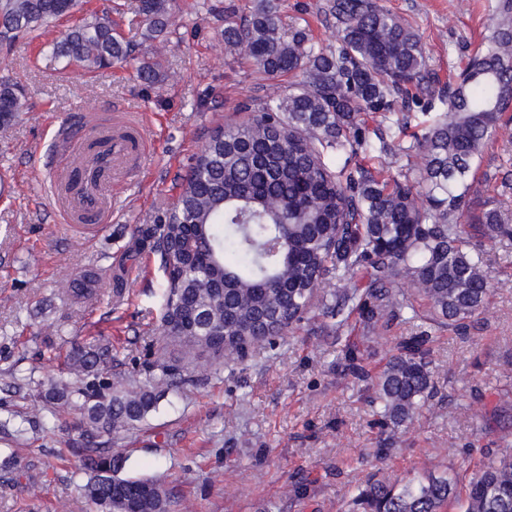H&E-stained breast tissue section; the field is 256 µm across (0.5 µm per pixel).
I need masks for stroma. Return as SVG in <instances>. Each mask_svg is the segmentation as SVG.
I'll list each match as a JSON object with an SVG mask.
<instances>
[{"instance_id": "35a3bbf8", "label": "stroma", "mask_w": 512, "mask_h": 512, "mask_svg": "<svg viewBox=\"0 0 512 512\" xmlns=\"http://www.w3.org/2000/svg\"><path fill=\"white\" fill-rule=\"evenodd\" d=\"M420 35L441 76L455 73L481 40L494 0H379ZM139 0H82L60 18L0 47V83L15 85L24 106L0 128V512H88L77 451L80 416L70 408L45 423L39 398L8 390L16 374L51 385L68 378L71 339L108 343L114 386L149 381L159 359L195 379L164 390L142 423L113 432L126 473L163 485L171 512H345L349 493L375 473L404 478L420 469L475 472L512 435V240L484 241V270L496 289L481 322L462 339L434 344L435 396L377 455L373 413L336 365L335 336L310 323L245 360L213 358L164 342L160 258L153 233L176 198L175 185L217 123L247 119L242 106L292 79L265 78L224 45L229 7L249 0H173L169 32L149 40L137 25ZM112 19L132 41V58L91 73L52 59L50 45L86 10ZM160 60L166 78H138V59ZM139 113L148 141L142 163L112 195V221L90 233L59 223L40 173L62 120L88 114L114 124ZM512 138L486 150L473 185L477 202L512 212ZM96 289L95 301L72 296ZM29 426L17 434L19 416Z\"/></svg>"}]
</instances>
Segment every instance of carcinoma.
<instances>
[{
	"label": "carcinoma",
	"mask_w": 512,
	"mask_h": 512,
	"mask_svg": "<svg viewBox=\"0 0 512 512\" xmlns=\"http://www.w3.org/2000/svg\"><path fill=\"white\" fill-rule=\"evenodd\" d=\"M77 0H0V42L69 14ZM336 48L308 27L283 32L279 0H253L224 27L231 52L269 78H296L288 93L249 103L250 119L212 128L177 184L159 226L164 275L159 335L201 351L241 356L302 322L342 344L351 315L373 342L393 341L377 376L359 349L343 344L339 365L364 387L382 448L433 397L432 343L448 329L466 337L493 291L477 237H512L502 210L468 211L485 149L512 110V0H495L481 45L444 81L428 67L419 34L378 0H326ZM145 37L166 36L171 0H142ZM52 55L86 72L128 56L107 18L92 16L53 43ZM146 83L161 78L149 57ZM22 108L0 84V126ZM394 159L389 174L375 161ZM322 283L329 289L317 294ZM417 332L393 336L398 323ZM73 384L39 392L51 415L82 417L85 494L93 512H168L167 492L149 477H122L126 458L100 438L133 426L156 408L147 387L112 388L107 345L72 341ZM151 381H190L159 366ZM350 512H512V446L488 457L466 484L424 470L375 478L353 489Z\"/></svg>",
	"instance_id": "carcinoma-1"
}]
</instances>
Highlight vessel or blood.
<instances>
[{"label":"vessel or blood","instance_id":"1","mask_svg":"<svg viewBox=\"0 0 512 512\" xmlns=\"http://www.w3.org/2000/svg\"><path fill=\"white\" fill-rule=\"evenodd\" d=\"M145 141L135 119L119 127L77 131L59 128L44 174L67 224H105L112 217V188L127 169L139 165Z\"/></svg>","mask_w":512,"mask_h":512}]
</instances>
